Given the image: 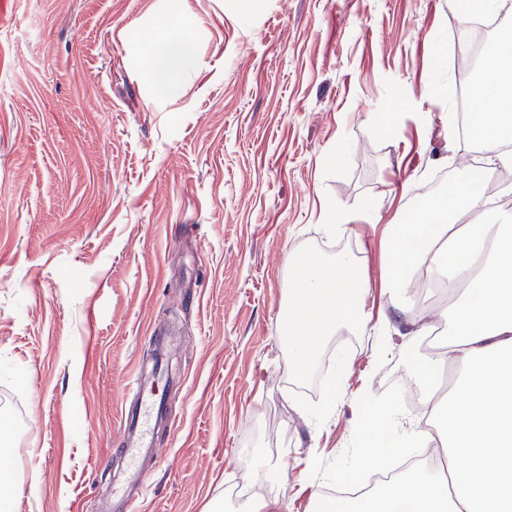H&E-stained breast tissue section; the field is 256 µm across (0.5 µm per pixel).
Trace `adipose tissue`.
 <instances>
[{
	"label": "adipose tissue",
	"mask_w": 512,
	"mask_h": 512,
	"mask_svg": "<svg viewBox=\"0 0 512 512\" xmlns=\"http://www.w3.org/2000/svg\"><path fill=\"white\" fill-rule=\"evenodd\" d=\"M188 55L187 42L153 41L150 79L175 75ZM475 95L491 106L479 124L488 163L511 164L501 147L512 142V50L490 49ZM484 201L470 175L418 209L413 223L385 228L391 294L409 300L421 270L460 286L441 313L445 342L409 363L431 405L442 467L357 501H318L317 512H512V213L464 223Z\"/></svg>",
	"instance_id": "1"
}]
</instances>
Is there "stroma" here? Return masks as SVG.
<instances>
[{"instance_id": "obj_1", "label": "stroma", "mask_w": 512, "mask_h": 512, "mask_svg": "<svg viewBox=\"0 0 512 512\" xmlns=\"http://www.w3.org/2000/svg\"><path fill=\"white\" fill-rule=\"evenodd\" d=\"M452 0H0V467L14 512H105L126 474L124 408L158 337L172 360L152 477L112 512H232L242 475L281 512L360 480L379 381L408 380L428 333L343 329L335 407L298 404L283 322L289 253L358 254L371 320L397 319L384 225L475 147L448 135L467 79ZM193 61L145 78L147 35ZM398 113L393 134L375 131ZM359 214L327 234L337 212Z\"/></svg>"}]
</instances>
